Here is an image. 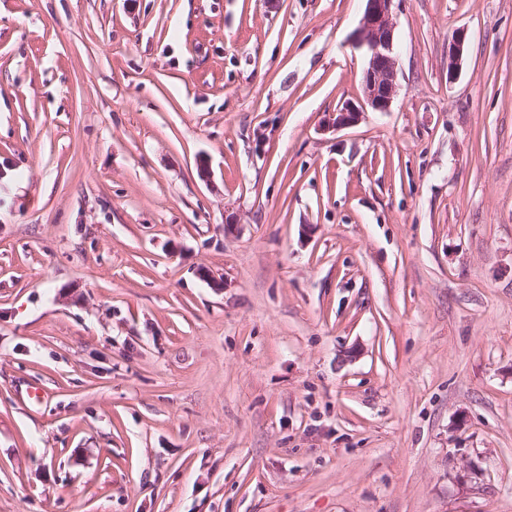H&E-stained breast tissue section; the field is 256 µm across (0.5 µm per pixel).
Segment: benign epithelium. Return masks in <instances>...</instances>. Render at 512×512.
Returning a JSON list of instances; mask_svg holds the SVG:
<instances>
[{
    "instance_id": "1",
    "label": "benign epithelium",
    "mask_w": 512,
    "mask_h": 512,
    "mask_svg": "<svg viewBox=\"0 0 512 512\" xmlns=\"http://www.w3.org/2000/svg\"><path fill=\"white\" fill-rule=\"evenodd\" d=\"M394 0H365L356 32L357 44L366 48L368 67L363 80V105L345 104L334 113L331 126H348L358 120L363 108L389 110L397 94V59L394 55ZM467 34L458 31L448 44V76H456L467 49Z\"/></svg>"
}]
</instances>
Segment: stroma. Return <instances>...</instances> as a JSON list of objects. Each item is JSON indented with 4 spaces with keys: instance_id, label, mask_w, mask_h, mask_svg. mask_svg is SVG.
<instances>
[{
    "instance_id": "stroma-1",
    "label": "stroma",
    "mask_w": 512,
    "mask_h": 512,
    "mask_svg": "<svg viewBox=\"0 0 512 512\" xmlns=\"http://www.w3.org/2000/svg\"><path fill=\"white\" fill-rule=\"evenodd\" d=\"M364 7L0 0V512H512V0ZM356 32L357 44L365 47L368 67L363 80V106L388 111L397 94V59L394 55V0H365ZM467 34L465 31H458L448 44V76L455 77L467 49Z\"/></svg>"
}]
</instances>
